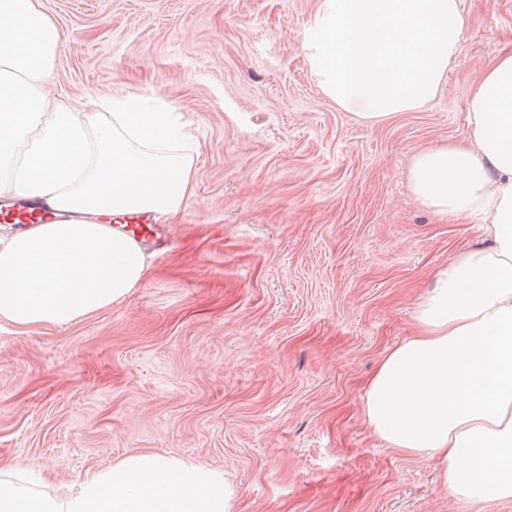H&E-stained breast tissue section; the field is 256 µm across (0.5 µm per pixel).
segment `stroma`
<instances>
[{
    "label": "stroma",
    "instance_id": "obj_1",
    "mask_svg": "<svg viewBox=\"0 0 512 512\" xmlns=\"http://www.w3.org/2000/svg\"><path fill=\"white\" fill-rule=\"evenodd\" d=\"M50 98L158 94L190 123L192 196L140 288L64 326L0 325V466L47 486L131 454L223 471L232 512H512L454 499L377 438L365 382L476 224L412 194L424 147L469 140L512 0H463L437 97L375 125L323 95L301 49L317 0H42Z\"/></svg>",
    "mask_w": 512,
    "mask_h": 512
}]
</instances>
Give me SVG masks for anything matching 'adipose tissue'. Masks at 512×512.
Segmentation results:
<instances>
[{"label": "adipose tissue", "instance_id": "obj_1", "mask_svg": "<svg viewBox=\"0 0 512 512\" xmlns=\"http://www.w3.org/2000/svg\"><path fill=\"white\" fill-rule=\"evenodd\" d=\"M462 0H317L301 48L322 93L363 122L420 109L444 85ZM62 35L41 0H0V192L66 221L0 238V323L63 326L126 300L151 266L122 218L166 222L195 182L189 123L158 95L117 91L72 104L44 90ZM465 145L417 153L410 186L447 219L481 224L413 311L361 396L386 444L439 466L451 496L512 499V53L469 98ZM222 471L134 454L46 490L0 472V512H231Z\"/></svg>", "mask_w": 512, "mask_h": 512}]
</instances>
